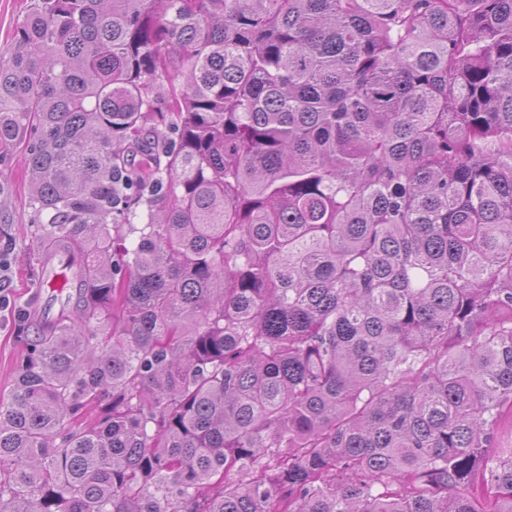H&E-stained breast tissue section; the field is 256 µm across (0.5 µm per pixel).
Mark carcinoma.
I'll return each instance as SVG.
<instances>
[{
  "instance_id": "1",
  "label": "carcinoma",
  "mask_w": 512,
  "mask_h": 512,
  "mask_svg": "<svg viewBox=\"0 0 512 512\" xmlns=\"http://www.w3.org/2000/svg\"><path fill=\"white\" fill-rule=\"evenodd\" d=\"M16 144L0 512H512V0H33ZM4 178H0L2 196L7 205L0 213V307L8 299V307L0 308V398L9 399L25 347L16 336L23 324L35 318L29 314L34 293L39 290L38 306L43 314L52 312L60 303L61 290H40L37 248L44 234L43 224H31L29 208L30 174L23 146L7 151ZM56 292V293H55ZM1 295L3 297H1ZM61 308L57 305L54 314ZM67 262V256L58 254L42 264L40 273L42 288H63L67 278L64 271L69 269Z\"/></svg>"
}]
</instances>
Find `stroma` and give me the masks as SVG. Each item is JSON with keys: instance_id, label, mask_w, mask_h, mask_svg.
<instances>
[{"instance_id": "35a3bbf8", "label": "stroma", "mask_w": 512, "mask_h": 512, "mask_svg": "<svg viewBox=\"0 0 512 512\" xmlns=\"http://www.w3.org/2000/svg\"><path fill=\"white\" fill-rule=\"evenodd\" d=\"M30 174L23 146L9 149L0 195L7 205L0 210V259L8 268L0 272V296L8 301L0 308V398L9 399L25 348L18 336L31 321L29 309L39 290L40 261L37 248L44 227L32 223L29 208Z\"/></svg>"}]
</instances>
